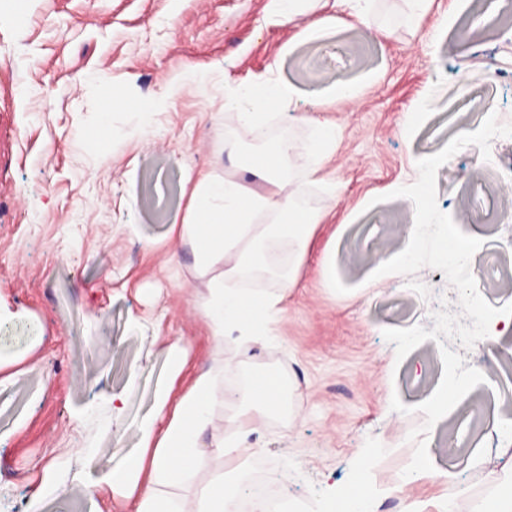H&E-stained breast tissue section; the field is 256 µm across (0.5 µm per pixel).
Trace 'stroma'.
I'll return each instance as SVG.
<instances>
[{
  "label": "stroma",
  "mask_w": 512,
  "mask_h": 512,
  "mask_svg": "<svg viewBox=\"0 0 512 512\" xmlns=\"http://www.w3.org/2000/svg\"><path fill=\"white\" fill-rule=\"evenodd\" d=\"M492 2L467 0L454 13L434 0L423 45L403 27L400 0H379L373 30L321 37L274 23L272 0H0V512H93L87 482L138 447L139 421L171 382L164 342L182 341L191 367H212L206 280L170 236L187 215L186 174H232L227 151L265 150L284 135L300 203L330 220L272 335L225 344L223 372L232 390L247 374L280 378L281 406L253 440L281 512H333L347 484L380 512H487L512 490V476L487 482L470 452L448 445L453 436L484 444L503 413L495 393L512 395V361L479 343L449 345L466 366L501 372L475 410L438 422L436 463L455 483L404 478L408 436L425 422L416 407L443 364L432 340L397 359L383 331L432 329L433 311L458 312V294L430 267L375 274L407 244L392 229L413 223L415 207L394 192L416 181L418 159L456 136L459 117L478 126L494 112L512 123V24L485 22ZM275 60L299 95L263 130L243 132L226 102ZM190 69L202 77L165 111L104 109L118 94L159 97ZM339 78L357 84V98L312 112L308 92ZM426 99L432 110L419 111ZM310 114L341 131L322 183L303 168ZM511 174L512 138L498 137L490 160L469 145L436 178L439 209L452 215L469 201L483 227L474 278L497 308L508 300L488 285L512 234ZM395 397L410 413L392 410ZM49 481L67 495L32 506ZM398 486L402 497H392Z\"/></svg>",
  "instance_id": "obj_1"
}]
</instances>
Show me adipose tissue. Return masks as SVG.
<instances>
[{
  "mask_svg": "<svg viewBox=\"0 0 512 512\" xmlns=\"http://www.w3.org/2000/svg\"><path fill=\"white\" fill-rule=\"evenodd\" d=\"M374 2L332 0L331 13L313 19L307 0H274L279 24H300L309 33L348 19L368 24ZM296 93L293 85L275 77L241 87L238 127L253 131L267 124L268 110L283 106ZM293 150L292 141L283 137L272 150L240 159V167L272 183L269 192L251 189L235 179L206 174L194 178L189 217L173 234L190 240L195 266L208 277L209 296L203 312L214 366L190 373L188 349L177 341L167 345L170 372L173 378H185L184 390L159 395L153 413L140 426V448L93 483L97 494L113 501L118 512H227L243 495L242 483L226 480L224 464L256 432L252 408L263 413L277 410L281 389L279 379L271 375L254 384L247 397L248 411L235 421V439H225L224 418L216 412L223 391L224 342L268 335L272 325L282 320L285 294L295 284L293 270L309 254L316 230L326 218L324 211L296 202L292 181L285 176ZM261 215L271 216V223H258ZM283 245L288 248L290 271L279 278L278 293L250 295L231 287V280L244 270L273 264L275 249ZM205 467L211 468L212 478L204 487L189 496L171 495V488Z\"/></svg>",
  "mask_w": 512,
  "mask_h": 512,
  "instance_id": "ef3b65f1",
  "label": "adipose tissue"
}]
</instances>
